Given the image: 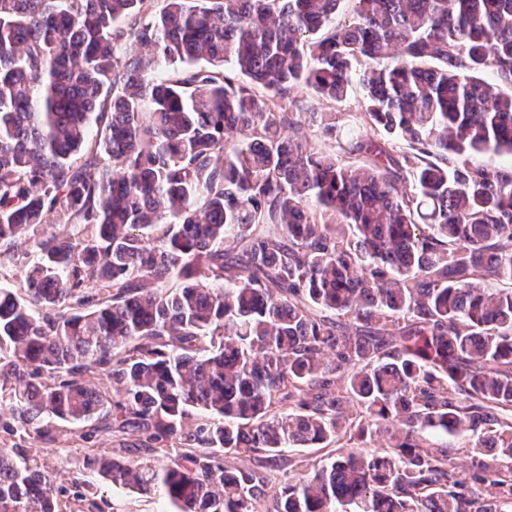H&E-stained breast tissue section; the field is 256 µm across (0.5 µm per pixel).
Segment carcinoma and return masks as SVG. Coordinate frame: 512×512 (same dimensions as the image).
Masks as SVG:
<instances>
[{"instance_id":"cac0c4a2","label":"carcinoma","mask_w":512,"mask_h":512,"mask_svg":"<svg viewBox=\"0 0 512 512\" xmlns=\"http://www.w3.org/2000/svg\"><path fill=\"white\" fill-rule=\"evenodd\" d=\"M344 2L0 0V254H35L0 287L14 428L112 402L105 430L177 447L84 467L170 512H512V169L484 161L512 156V0ZM355 83L362 129L293 110ZM0 512H60L21 448ZM33 258L32 250L27 243L18 242L7 254L0 258V283L3 286L13 288L19 296H24V280L22 270L24 264ZM333 448H334V445H330L326 448H324V447H322V445H320V446H315L314 448H293V449H291L290 452L285 454L284 459L282 461H277V465H278L277 469H278V474H279L280 478L283 481L288 482V478L294 477V476L296 477L298 475V473L301 472L300 469L293 470V468H291V466H289V462H288L289 458H293L295 456H302L307 459H312V460L319 462V461L325 460L328 457H330L331 456L330 452Z\"/></svg>"}]
</instances>
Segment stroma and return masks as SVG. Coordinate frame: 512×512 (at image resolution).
I'll return each instance as SVG.
<instances>
[{"mask_svg":"<svg viewBox=\"0 0 512 512\" xmlns=\"http://www.w3.org/2000/svg\"><path fill=\"white\" fill-rule=\"evenodd\" d=\"M11 420L9 410L0 411V447L26 448L31 459L53 477L54 488H73L88 484L87 499L92 502V512H168L169 506L160 497L134 489L112 487L82 467L79 447H87L102 456H122L146 460L152 453L143 448L124 444L121 437H108L94 432L91 424H70L53 420L48 427L51 440L40 441L23 437L21 433L7 430Z\"/></svg>","mask_w":512,"mask_h":512,"instance_id":"35a3bbf8","label":"stroma"}]
</instances>
